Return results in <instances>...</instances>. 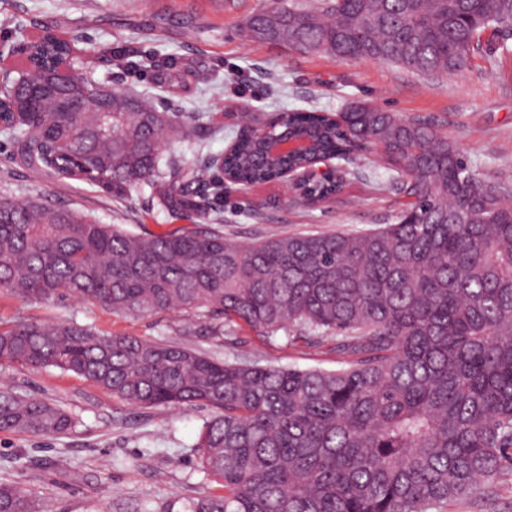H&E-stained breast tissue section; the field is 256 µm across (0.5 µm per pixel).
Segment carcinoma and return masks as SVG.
Masks as SVG:
<instances>
[{
  "label": "carcinoma",
  "instance_id": "obj_1",
  "mask_svg": "<svg viewBox=\"0 0 512 512\" xmlns=\"http://www.w3.org/2000/svg\"><path fill=\"white\" fill-rule=\"evenodd\" d=\"M512 31V0H275L245 24L339 61L373 60L429 78L470 67L481 35ZM70 44L26 43L27 68L0 82V130L33 173L107 194L150 187L178 218L203 217L224 183L211 167L160 157L195 116L159 111L55 64ZM67 97L79 112L61 111ZM249 127L307 137L271 157L239 133L228 168L244 184L359 153L413 197L362 234H295L237 244L224 234L134 235L36 198L0 195V290L25 302L73 297L115 314L204 308L269 333L295 328L343 360L334 371L221 362L177 343L89 326L0 324V368L72 372L139 407L208 406L195 448L224 493L183 512H443L512 469V189L476 173L435 126L358 104L333 121L284 112ZM343 183H309L322 200ZM77 425L42 398L0 387V432L54 436ZM0 512H44L0 481Z\"/></svg>",
  "mask_w": 512,
  "mask_h": 512
}]
</instances>
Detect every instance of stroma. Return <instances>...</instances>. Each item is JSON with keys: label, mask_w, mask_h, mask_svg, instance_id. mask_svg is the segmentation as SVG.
I'll list each match as a JSON object with an SVG mask.
<instances>
[{"label": "stroma", "mask_w": 512, "mask_h": 512, "mask_svg": "<svg viewBox=\"0 0 512 512\" xmlns=\"http://www.w3.org/2000/svg\"><path fill=\"white\" fill-rule=\"evenodd\" d=\"M272 0H0V47L15 42V26L39 36L51 27L72 41L76 66L113 89L145 93L165 112H192L197 129L163 149L164 157L203 164L224 153L241 127V112L271 118L286 111L338 113L366 103L433 121L483 176L512 186V53L496 51L484 33L482 52L459 75L431 80L387 63L340 61L278 43H256L243 28ZM136 47L169 59L180 72L168 81L149 67H119L113 57ZM0 194L33 197L141 234L178 230L223 232L238 242L299 233H366L391 223L407 201L385 169L357 164L340 193L299 202L276 181L225 189L207 217L188 221L160 208L149 190L108 195L56 174L33 176L13 158L0 131ZM76 322L100 332L174 341L226 361L262 366L337 369L335 353L285 332L267 335L205 309L121 316L75 299L25 303L0 291V322ZM9 382L70 411L72 431L51 437L0 433V479L17 480L43 499L47 512H161L221 494L200 469L194 445L214 411L208 407L140 408L94 383L50 368H13ZM447 512H512V471L502 470Z\"/></svg>", "instance_id": "stroma-1"}]
</instances>
